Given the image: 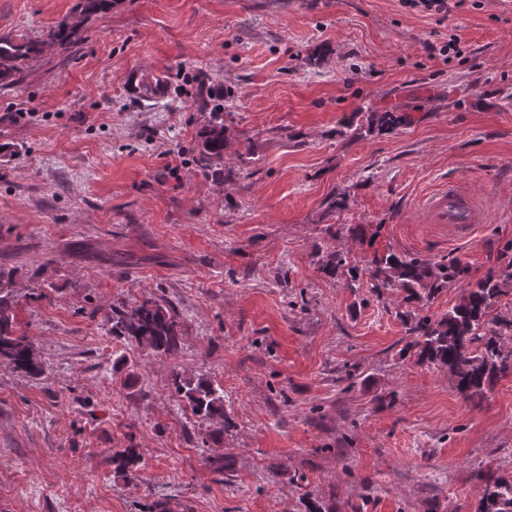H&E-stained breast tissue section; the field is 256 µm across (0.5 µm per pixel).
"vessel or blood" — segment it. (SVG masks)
<instances>
[{
    "instance_id": "vessel-or-blood-1",
    "label": "vessel or blood",
    "mask_w": 512,
    "mask_h": 512,
    "mask_svg": "<svg viewBox=\"0 0 512 512\" xmlns=\"http://www.w3.org/2000/svg\"><path fill=\"white\" fill-rule=\"evenodd\" d=\"M417 206L425 223L448 228L451 236L458 240L470 238L476 228L488 220L483 199L456 180L442 181L422 197Z\"/></svg>"
}]
</instances>
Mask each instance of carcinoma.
<instances>
[{"instance_id":"cac0c4a2","label":"carcinoma","mask_w":512,"mask_h":512,"mask_svg":"<svg viewBox=\"0 0 512 512\" xmlns=\"http://www.w3.org/2000/svg\"><path fill=\"white\" fill-rule=\"evenodd\" d=\"M110 5L111 0H79L73 7V22L49 30L41 41L17 43L0 37V81L14 77L23 62L43 45L68 49L77 40L87 16ZM202 146L205 164L222 159L224 120L220 114L212 116ZM367 275L373 289L402 288L408 301L429 300L453 285L461 288L459 303L439 318L420 316L410 321L406 349L415 351L420 363L447 369L465 398L471 400L482 395L507 370L506 360H512V351L504 350L501 340L503 333L512 330V318H492L490 313L503 295L502 286L512 281V261L504 267L489 269L483 278L472 282L468 279V268L454 259L434 262L389 251L373 257ZM11 285L10 273L0 269V356L16 369L37 376L42 373V365L35 347L15 330ZM101 323L112 330V335L127 336L160 355H173L181 345L174 317L152 300L111 308L102 313ZM177 390L184 394L196 416L205 420L224 416L223 396L212 385L187 381ZM481 504V512H512V482L492 474L486 476Z\"/></svg>"}]
</instances>
